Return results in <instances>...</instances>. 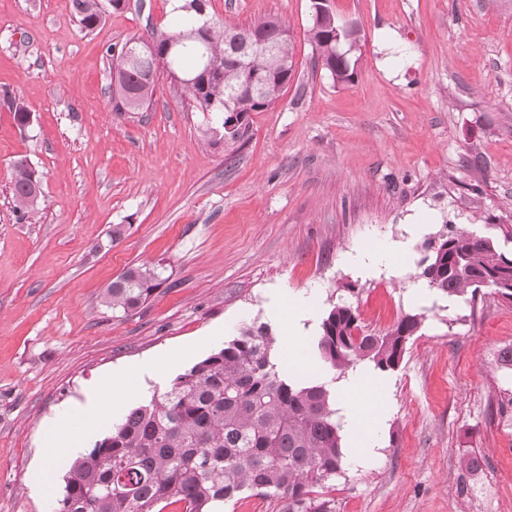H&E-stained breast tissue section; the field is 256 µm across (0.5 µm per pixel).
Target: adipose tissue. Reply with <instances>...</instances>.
I'll return each mask as SVG.
<instances>
[{
  "mask_svg": "<svg viewBox=\"0 0 512 512\" xmlns=\"http://www.w3.org/2000/svg\"><path fill=\"white\" fill-rule=\"evenodd\" d=\"M314 297L302 296L288 299L279 312L285 334L282 351L286 359H293L303 338L302 322L314 309ZM374 382L364 373L358 372L345 380L337 389L339 402L345 409L348 425V456L352 465L366 466L377 455L378 438L386 412V401L377 398L367 402L365 395L372 391ZM102 423L98 405L89 404L81 413L63 412L48 425L45 437L46 455L55 461L80 450L86 433Z\"/></svg>",
  "mask_w": 512,
  "mask_h": 512,
  "instance_id": "ef3b65f1",
  "label": "adipose tissue"
}]
</instances>
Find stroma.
Masks as SVG:
<instances>
[{
  "label": "stroma",
  "instance_id": "obj_1",
  "mask_svg": "<svg viewBox=\"0 0 512 512\" xmlns=\"http://www.w3.org/2000/svg\"><path fill=\"white\" fill-rule=\"evenodd\" d=\"M361 34L357 78L313 62L311 0H208L209 20H286L294 75L226 153L206 138L167 75L149 108L112 109L106 49L168 29L169 0H128L81 29L71 0H0V512H51L72 460L42 495V443L58 411L90 400L108 433L152 392L238 335L272 323L282 293L314 295L308 366L321 318L339 302L365 333L408 313L424 321L395 370L377 457L316 485L333 512H512V301L448 299L418 277L444 225L512 253V0H329ZM40 175L36 216L20 217L12 164ZM125 232L110 238L113 225ZM401 248V265L367 248ZM161 264L172 285L124 314L102 303L127 268ZM178 359L142 395L112 403L114 369ZM482 458L481 470L461 468Z\"/></svg>",
  "mask_w": 512,
  "mask_h": 512
}]
</instances>
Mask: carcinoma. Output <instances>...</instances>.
<instances>
[{
	"label": "carcinoma",
	"instance_id": "1",
	"mask_svg": "<svg viewBox=\"0 0 512 512\" xmlns=\"http://www.w3.org/2000/svg\"><path fill=\"white\" fill-rule=\"evenodd\" d=\"M196 2L177 7L173 29L151 31L157 52L135 37L117 52L113 110L142 109L160 71L174 72L186 81L197 111L220 116V125L205 134L230 148L244 136L249 114L276 104L294 75L290 30L270 16L245 27L215 24L202 36L195 33L202 27ZM72 7L86 30L101 21L100 0H72ZM234 34L250 35L262 48L242 63L230 48ZM308 39L315 63L334 84L354 83L357 28L336 22L325 5L312 14ZM37 182L34 169L15 162L13 197L24 216L37 209ZM434 242L420 262L419 277L429 287L452 298L474 295L487 282L491 293L512 300V254L459 229L440 232ZM164 272L159 264L128 268L106 288L103 304L125 314L137 309L168 281ZM422 320L407 314L382 335H362L353 308L336 303L321 319L316 348L340 375L362 363L393 371ZM276 343L268 324L245 326L167 390L153 393L75 461L57 512H164L177 503L183 512H216L247 493L278 498L281 512H332L314 486L343 469L336 397L325 382L287 373L274 358Z\"/></svg>",
	"mask_w": 512,
	"mask_h": 512
}]
</instances>
